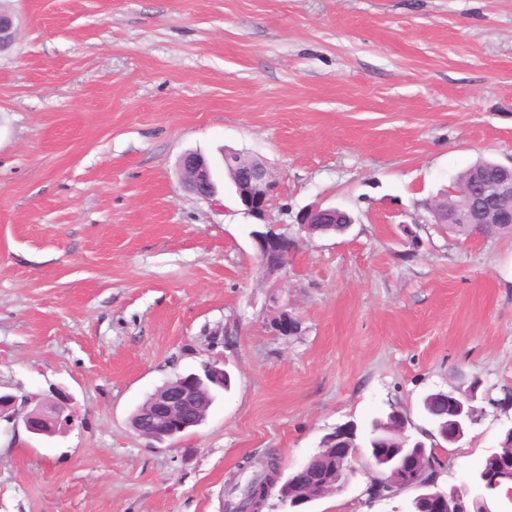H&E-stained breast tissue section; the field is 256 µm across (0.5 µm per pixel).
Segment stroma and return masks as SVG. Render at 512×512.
I'll use <instances>...</instances> for the list:
<instances>
[{
    "label": "stroma",
    "instance_id": "obj_1",
    "mask_svg": "<svg viewBox=\"0 0 512 512\" xmlns=\"http://www.w3.org/2000/svg\"><path fill=\"white\" fill-rule=\"evenodd\" d=\"M0 53V385L69 400L39 439L0 421V512H224L241 463L291 473L345 423L425 395L482 417L438 450L468 481L512 428V237L429 209L480 159L512 166V0H9ZM230 147L279 187L297 242L262 268L234 194L189 193L181 154ZM335 206L341 235L300 213ZM294 336L269 325L279 307ZM218 363L206 421L159 444L134 410ZM366 481L309 512H406Z\"/></svg>",
    "mask_w": 512,
    "mask_h": 512
}]
</instances>
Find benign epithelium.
<instances>
[{
	"label": "benign epithelium",
	"instance_id": "7a95c632",
	"mask_svg": "<svg viewBox=\"0 0 512 512\" xmlns=\"http://www.w3.org/2000/svg\"><path fill=\"white\" fill-rule=\"evenodd\" d=\"M16 20L13 12L0 10V45L15 41L18 30ZM223 165L231 173V181L244 212L258 221L266 222L277 194V183L265 164L258 160L248 162L239 151L227 148L224 150ZM179 167L184 175L183 185L187 189L203 199L216 196L213 168L203 156L187 152L181 157ZM470 180L472 185L479 187V196H468L461 207L453 210L432 205V223L511 224L512 166L477 164L471 170ZM336 222L347 225L351 223V218L335 207L315 206L304 211L298 219L299 226L309 233L328 231L330 225ZM255 242L260 261L270 272L284 270L296 248V240L277 232L272 224L264 232H255ZM299 325V320L284 308L270 321V326L283 336L296 334ZM470 403V398L457 401L456 418L448 421V441L456 442L462 438L463 424L470 414ZM29 406L28 402L19 403L18 396L0 391V416L5 410L12 409L7 418L14 423L22 421L30 434L52 435L59 425L71 421V415L66 413V407L61 402L40 401L31 411L28 410ZM208 409L200 376L190 374L176 382H167L154 392L141 413L138 434L157 442L174 439L178 437L174 423L194 414L193 426L196 427L201 424ZM338 439H345L347 443L325 451V469L332 474L333 480L321 484L311 481V476L319 472V468L307 461L297 467L280 488L283 504L292 509L302 508L316 499L344 490L357 478L359 469L355 460L360 449L355 447L354 431L349 427H339L328 442L334 444ZM373 452L374 449H368V474L370 482L377 486L381 499L394 498L408 489L425 488L427 492L420 495V499L435 502L438 505L436 512H503L504 501L512 503V465H482L474 471L469 483L447 493L435 486V480H424L426 461L430 458L425 445L416 443L409 448H399L385 463L378 462Z\"/></svg>",
	"mask_w": 512,
	"mask_h": 512
}]
</instances>
